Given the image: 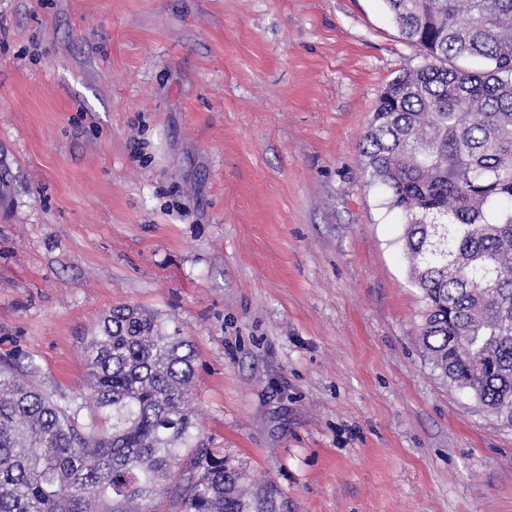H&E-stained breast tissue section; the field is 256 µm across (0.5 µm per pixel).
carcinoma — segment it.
<instances>
[{
    "label": "carcinoma",
    "mask_w": 512,
    "mask_h": 512,
    "mask_svg": "<svg viewBox=\"0 0 512 512\" xmlns=\"http://www.w3.org/2000/svg\"><path fill=\"white\" fill-rule=\"evenodd\" d=\"M384 2L425 64L381 92L362 169L405 218L427 361L512 425V0ZM86 354L88 394L62 404L34 361L0 368V512H275L202 437L195 347L163 315L112 307Z\"/></svg>",
    "instance_id": "cac0c4a2"
}]
</instances>
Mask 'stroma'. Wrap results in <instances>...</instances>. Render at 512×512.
<instances>
[{"mask_svg":"<svg viewBox=\"0 0 512 512\" xmlns=\"http://www.w3.org/2000/svg\"><path fill=\"white\" fill-rule=\"evenodd\" d=\"M422 63L384 0H0V366L87 393V336L138 305L277 512H512V426L426 361L361 167Z\"/></svg>","mask_w":512,"mask_h":512,"instance_id":"1","label":"stroma"}]
</instances>
